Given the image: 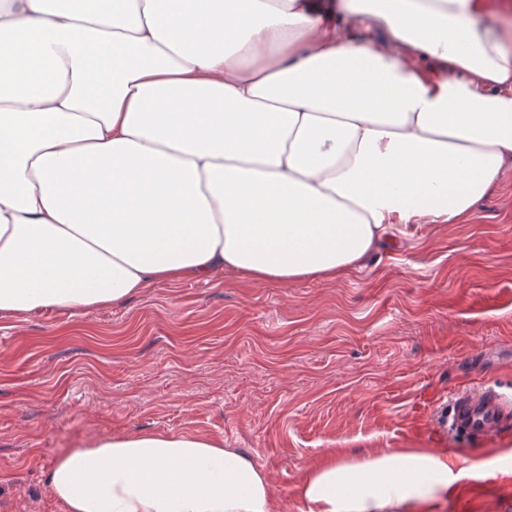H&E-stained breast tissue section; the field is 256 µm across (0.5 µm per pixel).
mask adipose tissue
<instances>
[{"mask_svg": "<svg viewBox=\"0 0 512 512\" xmlns=\"http://www.w3.org/2000/svg\"><path fill=\"white\" fill-rule=\"evenodd\" d=\"M491 0H0V315L119 304L228 271L330 280L455 224L512 168V14ZM468 472L342 453L309 512H415ZM64 512H275L266 472L192 431L92 438Z\"/></svg>", "mask_w": 512, "mask_h": 512, "instance_id": "ef3b65f1", "label": "adipose tissue"}]
</instances>
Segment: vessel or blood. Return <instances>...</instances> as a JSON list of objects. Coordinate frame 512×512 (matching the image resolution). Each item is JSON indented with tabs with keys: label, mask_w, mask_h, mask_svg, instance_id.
<instances>
[{
	"label": "vessel or blood",
	"mask_w": 512,
	"mask_h": 512,
	"mask_svg": "<svg viewBox=\"0 0 512 512\" xmlns=\"http://www.w3.org/2000/svg\"><path fill=\"white\" fill-rule=\"evenodd\" d=\"M452 429L481 438L512 429V402L490 389L460 391L450 416Z\"/></svg>",
	"instance_id": "1"
}]
</instances>
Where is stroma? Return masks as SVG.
Wrapping results in <instances>:
<instances>
[{"label":"stroma","instance_id":"stroma-1","mask_svg":"<svg viewBox=\"0 0 512 512\" xmlns=\"http://www.w3.org/2000/svg\"><path fill=\"white\" fill-rule=\"evenodd\" d=\"M512 398V169L457 224H416L332 280L227 272L127 302L0 317V512H63L45 471L93 436L188 430L246 452L279 512L345 449L474 469L425 512H512V430L449 431L456 394Z\"/></svg>","mask_w":512,"mask_h":512}]
</instances>
